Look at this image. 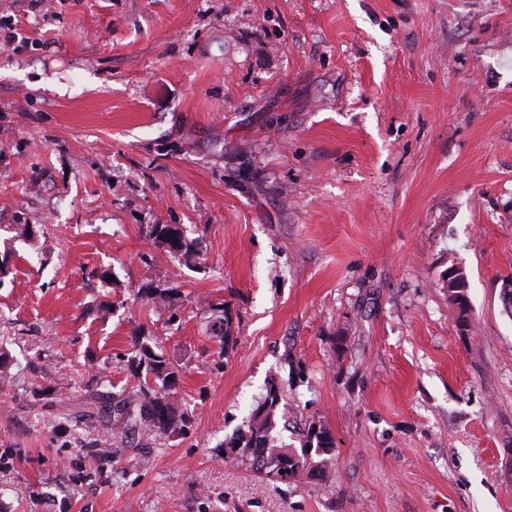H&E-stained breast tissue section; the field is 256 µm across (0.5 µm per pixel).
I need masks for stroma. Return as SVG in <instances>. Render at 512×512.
<instances>
[{
  "label": "stroma",
  "mask_w": 512,
  "mask_h": 512,
  "mask_svg": "<svg viewBox=\"0 0 512 512\" xmlns=\"http://www.w3.org/2000/svg\"><path fill=\"white\" fill-rule=\"evenodd\" d=\"M4 254L0 512H512V0H0ZM136 334L193 415L117 450ZM147 235L153 243L166 248L180 261L188 263L199 257L197 240L188 238L177 224H152ZM458 289V290H451ZM448 301L456 313V321L461 327L469 326L470 305L468 303L467 288H448ZM454 296V298H453ZM281 394L274 384L269 383L266 395L257 405L247 425V430L235 437L229 444L233 448H248L252 454V461L256 457L262 470L270 468L269 474H274L281 480L299 479L312 476L316 472L321 474L328 467L335 450V443L329 431L312 426L308 431V439L303 448H315V454L320 458L317 462H308L305 452L295 454L285 448H278L272 444L271 430L280 406ZM315 441V443H314ZM261 459H259V458ZM284 470V473H281Z\"/></svg>",
  "instance_id": "35a3bbf8"
}]
</instances>
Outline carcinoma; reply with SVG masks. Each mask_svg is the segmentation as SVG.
Returning a JSON list of instances; mask_svg holds the SVG:
<instances>
[{
    "mask_svg": "<svg viewBox=\"0 0 512 512\" xmlns=\"http://www.w3.org/2000/svg\"><path fill=\"white\" fill-rule=\"evenodd\" d=\"M148 237L153 243L166 248L175 258L191 262L199 257L197 240L190 239L177 224H152ZM448 301L456 313L459 326H469L470 305L467 289L448 290ZM128 369L137 380V408L123 412L125 425L144 427L146 432L182 433L188 427V408L179 403L172 393L176 370L166 358L161 347L146 336H137L133 342ZM281 394L274 383H269L266 395L257 405L247 425V430L230 442L233 448H247L252 457L260 458L262 468L270 469L282 480L300 479L323 473L335 450L329 431L311 427L304 447L315 449L319 457L308 461L305 455L295 454L272 444L271 430L280 406Z\"/></svg>",
    "mask_w": 512,
    "mask_h": 512,
    "instance_id": "carcinoma-1",
    "label": "carcinoma"
}]
</instances>
